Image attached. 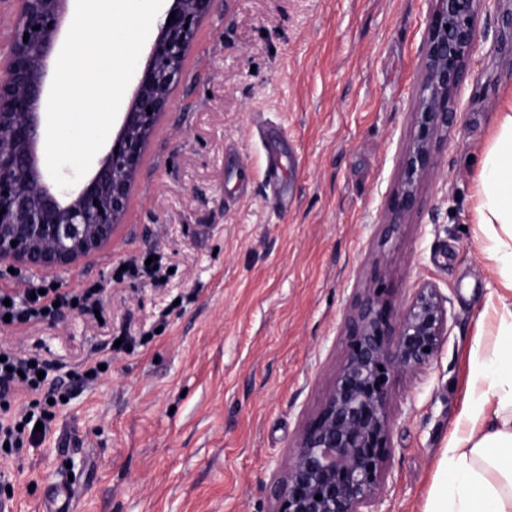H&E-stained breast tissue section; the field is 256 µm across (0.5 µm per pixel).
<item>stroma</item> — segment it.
<instances>
[{"label":"stroma","instance_id":"stroma-1","mask_svg":"<svg viewBox=\"0 0 512 512\" xmlns=\"http://www.w3.org/2000/svg\"><path fill=\"white\" fill-rule=\"evenodd\" d=\"M431 0H217L151 139L109 251L46 274L104 288L98 315L0 324L70 389L44 438L0 455L13 512H43L70 480L73 512H274L270 486L341 367L358 288L398 306L423 282L447 297L437 357L391 390L383 512H423L471 372L487 294L471 206L491 113L512 82V0L482 14L459 123L398 238L377 226L410 130ZM280 142L269 162L263 138ZM162 257L163 284L115 279ZM91 382L86 363L113 337Z\"/></svg>","mask_w":512,"mask_h":512}]
</instances>
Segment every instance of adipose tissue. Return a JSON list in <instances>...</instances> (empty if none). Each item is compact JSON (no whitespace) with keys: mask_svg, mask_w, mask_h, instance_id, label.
<instances>
[{"mask_svg":"<svg viewBox=\"0 0 512 512\" xmlns=\"http://www.w3.org/2000/svg\"><path fill=\"white\" fill-rule=\"evenodd\" d=\"M482 251L501 290L484 315L494 346L475 341L469 394L444 449L424 512H512V85L491 116L472 204Z\"/></svg>","mask_w":512,"mask_h":512,"instance_id":"1","label":"adipose tissue"}]
</instances>
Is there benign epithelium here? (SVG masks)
Masks as SVG:
<instances>
[{"instance_id": "benign-epithelium-1", "label": "benign epithelium", "mask_w": 512, "mask_h": 512, "mask_svg": "<svg viewBox=\"0 0 512 512\" xmlns=\"http://www.w3.org/2000/svg\"><path fill=\"white\" fill-rule=\"evenodd\" d=\"M14 2L9 48L0 55V209H5L0 265L39 275L72 269L111 243L128 213L147 143L171 107L173 83L215 0H169L155 20L157 35L146 48L147 61L132 78L134 90L118 131L93 174L67 190L45 173L39 150L46 132L42 107L50 60L71 0ZM432 2L411 137L385 204L386 238L423 207L421 189L457 126L454 103L478 44L481 13L492 0ZM446 302L430 282L402 308L391 303L380 281L356 291L341 328L342 366L318 410L302 422L275 478V512H380L393 453L392 385L397 376L412 375L437 356L448 336Z\"/></svg>"}]
</instances>
